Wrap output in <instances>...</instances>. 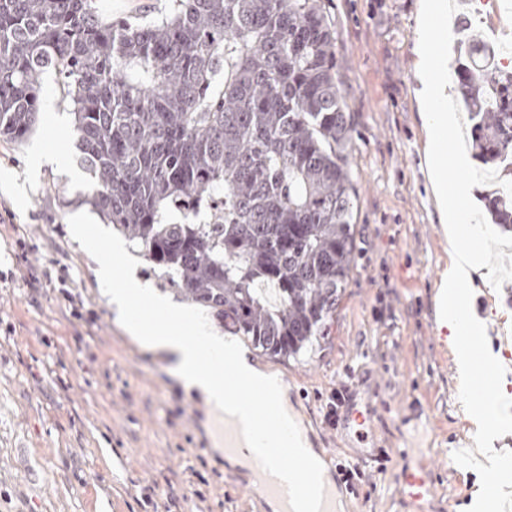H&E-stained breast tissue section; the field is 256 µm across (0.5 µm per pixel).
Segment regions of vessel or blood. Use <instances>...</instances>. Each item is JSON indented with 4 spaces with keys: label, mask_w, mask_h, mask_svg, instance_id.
<instances>
[{
    "label": "vessel or blood",
    "mask_w": 512,
    "mask_h": 512,
    "mask_svg": "<svg viewBox=\"0 0 512 512\" xmlns=\"http://www.w3.org/2000/svg\"><path fill=\"white\" fill-rule=\"evenodd\" d=\"M224 367V393L235 408L224 413V451H253L252 476L266 496L279 504L278 512H341L347 494L341 479L321 481L302 453L296 425L287 419L260 389L237 376L229 355H216ZM401 494L429 512L434 482L426 465L408 466L407 451H400Z\"/></svg>",
    "instance_id": "b4317fda"
}]
</instances>
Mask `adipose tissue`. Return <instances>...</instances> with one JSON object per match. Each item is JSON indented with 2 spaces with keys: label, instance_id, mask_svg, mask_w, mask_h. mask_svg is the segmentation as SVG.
<instances>
[{
  "label": "adipose tissue",
  "instance_id": "obj_1",
  "mask_svg": "<svg viewBox=\"0 0 512 512\" xmlns=\"http://www.w3.org/2000/svg\"><path fill=\"white\" fill-rule=\"evenodd\" d=\"M113 253L125 259L127 274L122 279L112 277V268L103 265L95 270L98 281L109 284L110 301L119 316H126L134 300L144 301L150 309L167 313V329H156L143 318L133 319L126 331L143 348L164 355L171 362L170 371L185 392L200 396L207 406L223 408L224 374L216 365H204L203 359L213 350H224L227 344L221 333L205 323L191 309L175 302L142 282L137 275V265L120 239H111ZM481 277L484 284H491L492 272L482 251L476 246L456 248L449 255L439 291L437 312L440 327L448 330V347L458 365L463 385H470V372L477 361L493 365L494 388L485 398L481 415L475 422L484 433L500 430L502 423L512 413V396L506 386L512 381L507 371L496 367L493 355L477 358L470 342L471 337L486 333L483 318L469 309V286L474 277ZM195 329L199 339L186 341V329Z\"/></svg>",
  "mask_w": 512,
  "mask_h": 512
}]
</instances>
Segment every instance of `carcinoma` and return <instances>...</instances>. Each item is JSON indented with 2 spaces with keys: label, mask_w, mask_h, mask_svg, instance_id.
<instances>
[{
  "label": "carcinoma",
  "mask_w": 512,
  "mask_h": 512,
  "mask_svg": "<svg viewBox=\"0 0 512 512\" xmlns=\"http://www.w3.org/2000/svg\"><path fill=\"white\" fill-rule=\"evenodd\" d=\"M321 0H172L140 22L97 0H0V136L21 141L43 73L63 79L91 203L177 297L296 359L347 287L355 193ZM475 158H512V72L457 60ZM485 205L512 230V196Z\"/></svg>",
  "instance_id": "carcinoma-1"
}]
</instances>
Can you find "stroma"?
I'll return each mask as SVG.
<instances>
[{
  "mask_svg": "<svg viewBox=\"0 0 512 512\" xmlns=\"http://www.w3.org/2000/svg\"><path fill=\"white\" fill-rule=\"evenodd\" d=\"M336 33L337 82L350 117L348 163L356 192L348 285L312 353L284 359L250 348L258 368L284 381L288 403L329 471L350 463L366 483L348 512H416L399 495L393 451L412 449L437 475L433 512H473L474 494L512 484V446L501 465L463 474L449 457L476 435L470 398L437 322L450 245L428 177L415 46L421 0H321ZM63 80L42 77L29 138H0V512H152L150 487L172 512H267L247 472L213 450L219 418L187 395L169 363L128 336L94 270L124 274L109 248L87 255L73 215L90 191L78 165ZM24 247H17V240ZM27 250L28 262L17 261ZM68 272L74 317L58 292ZM472 310L512 343V281L474 293ZM350 402L325 418L333 392ZM362 414L363 423L352 419ZM388 451L385 466L373 449Z\"/></svg>",
  "mask_w": 512,
  "mask_h": 512,
  "instance_id": "obj_1",
  "label": "stroma"
}]
</instances>
